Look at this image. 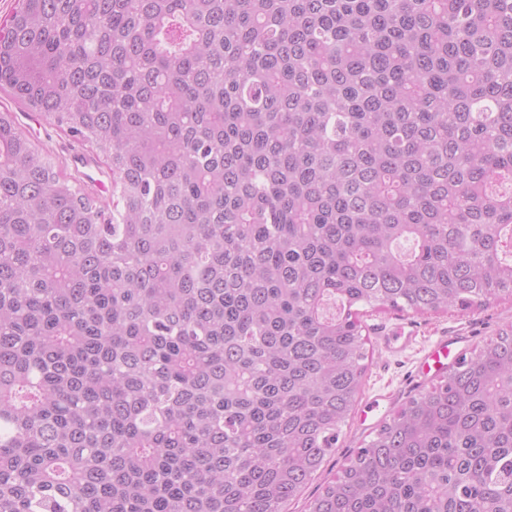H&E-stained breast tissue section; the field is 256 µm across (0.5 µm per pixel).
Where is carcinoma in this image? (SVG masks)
I'll use <instances>...</instances> for the list:
<instances>
[{
    "mask_svg": "<svg viewBox=\"0 0 512 512\" xmlns=\"http://www.w3.org/2000/svg\"><path fill=\"white\" fill-rule=\"evenodd\" d=\"M0 92L118 191L0 112V512H287L368 311L512 300V0H18ZM307 512H512V327ZM0 111L12 112L17 126L36 144L39 151L60 166L68 176L75 178L78 186L94 193L100 200L104 218H112L113 203L117 201V193L113 194L112 189V172L89 148L81 146L38 112L21 110L3 93L0 94Z\"/></svg>",
    "mask_w": 512,
    "mask_h": 512,
    "instance_id": "1",
    "label": "carcinoma"
}]
</instances>
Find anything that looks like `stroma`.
Returning <instances> with one entry per match:
<instances>
[{"mask_svg":"<svg viewBox=\"0 0 512 512\" xmlns=\"http://www.w3.org/2000/svg\"><path fill=\"white\" fill-rule=\"evenodd\" d=\"M0 111L13 113L17 126L39 151L75 178L78 186L94 193L100 200L104 217H111L117 196L112 189V173L89 148L50 124L39 113L21 110L6 94H0ZM369 334L368 369L360 405L373 406L369 418L352 412L342 427L336 451L327 458L304 490L288 506V512H306L318 489L345 464L347 457L369 442L382 422L409 399L428 389L435 375L422 374L420 361L437 339L453 344L455 354L468 355L486 341L494 339L512 325V301L493 302L473 312L414 314L381 311L367 316Z\"/></svg>","mask_w":512,"mask_h":512,"instance_id":"1","label":"stroma"}]
</instances>
